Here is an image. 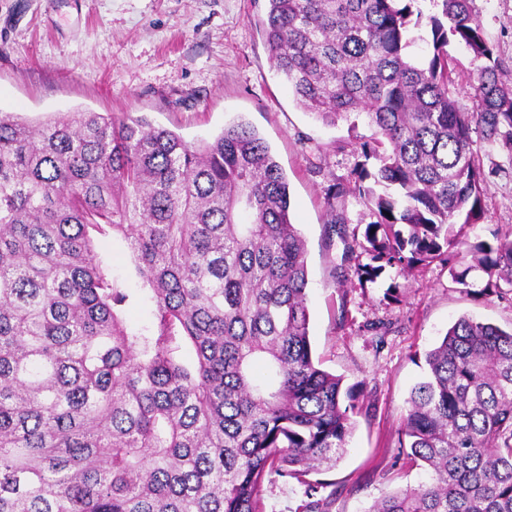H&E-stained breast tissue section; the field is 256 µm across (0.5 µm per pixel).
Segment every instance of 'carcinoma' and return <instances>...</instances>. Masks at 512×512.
Masks as SVG:
<instances>
[{
    "label": "carcinoma",
    "instance_id": "1",
    "mask_svg": "<svg viewBox=\"0 0 512 512\" xmlns=\"http://www.w3.org/2000/svg\"><path fill=\"white\" fill-rule=\"evenodd\" d=\"M417 2L267 0L265 44L299 105L373 130L325 190L354 257L343 281L439 260L466 289L482 271L490 296L512 285V231L462 230L484 215L472 134L512 149V82L470 0H440L415 63ZM452 41L483 62L470 111L448 94ZM350 195L360 235L336 212ZM108 229L148 288L146 326L96 261ZM307 284L288 182L248 122L196 145L144 117L0 116V512H263L278 479L327 512L336 482L309 476L336 465L360 407L313 358ZM425 363L399 447L429 478L368 512H512V329L463 315ZM408 37L414 39V43L408 49L412 58L419 63L427 61L431 55V45H429L430 34L429 29L425 26V19L421 27L411 26ZM336 210L343 212L345 225L349 232L358 226L359 232L361 233L364 229V225L370 221L366 216L367 210L365 206L352 196L345 199L344 205L343 203L336 202Z\"/></svg>",
    "mask_w": 512,
    "mask_h": 512
}]
</instances>
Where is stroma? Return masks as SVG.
Here are the masks:
<instances>
[{"instance_id":"1","label":"stroma","mask_w":512,"mask_h":512,"mask_svg":"<svg viewBox=\"0 0 512 512\" xmlns=\"http://www.w3.org/2000/svg\"><path fill=\"white\" fill-rule=\"evenodd\" d=\"M471 10L512 81V0H471ZM265 0H0V115L45 123L61 112L146 116L198 143L243 118L270 146L289 185L291 217L306 241L312 350L325 370L355 387L346 454L327 479L336 483L329 512H367L383 493L426 481L398 444L399 417L424 376L427 350L463 315L512 326V286L483 296L486 277L456 284L435 262L408 274L386 270L376 287L339 285L343 244L329 239L325 189L359 163L367 126H329L301 108L273 69L260 22ZM451 96L473 105L470 85L480 60L458 43ZM483 173L485 215L467 226L472 242L512 230V150L474 134ZM109 276L138 289L124 240L95 238ZM399 300L383 302L390 281Z\"/></svg>"}]
</instances>
